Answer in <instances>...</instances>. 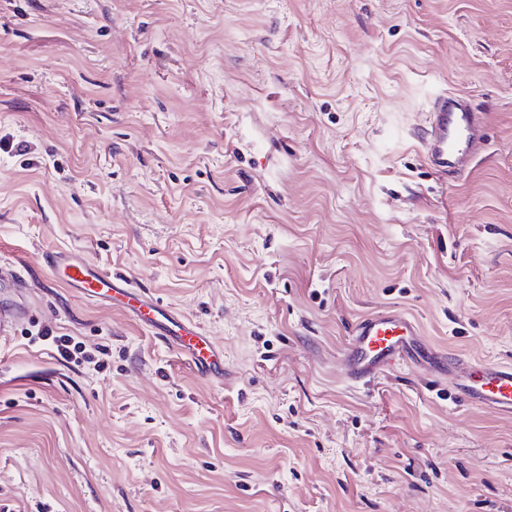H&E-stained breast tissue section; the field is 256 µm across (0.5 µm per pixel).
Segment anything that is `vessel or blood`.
<instances>
[{"mask_svg": "<svg viewBox=\"0 0 512 512\" xmlns=\"http://www.w3.org/2000/svg\"><path fill=\"white\" fill-rule=\"evenodd\" d=\"M483 113L460 95L445 94L432 107L429 128L421 136L426 160L447 169L484 144ZM53 277L62 279L86 299L114 304L142 327L164 337L193 368L208 379L224 377V355L189 319L164 310L126 277L106 273L84 257L63 251L43 255ZM343 373L353 383H370L387 370L413 366L450 380L465 405L512 415V365L488 363L437 349L423 341L418 323L401 311H379L362 317L352 330L342 356Z\"/></svg>", "mask_w": 512, "mask_h": 512, "instance_id": "obj_1", "label": "vessel or blood"}]
</instances>
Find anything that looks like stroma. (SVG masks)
<instances>
[{
    "mask_svg": "<svg viewBox=\"0 0 512 512\" xmlns=\"http://www.w3.org/2000/svg\"><path fill=\"white\" fill-rule=\"evenodd\" d=\"M445 92L485 115L459 176L419 141ZM46 249L199 323L223 381ZM1 265L0 512H512V416L340 366L387 309L512 364V0H0ZM38 338L44 342L51 341L56 346L59 354L67 359H72L73 356H75V359H79L76 355L83 354L80 343H74L69 336H53L51 331L45 330L40 333Z\"/></svg>",
    "mask_w": 512,
    "mask_h": 512,
    "instance_id": "35a3bbf8",
    "label": "stroma"
}]
</instances>
